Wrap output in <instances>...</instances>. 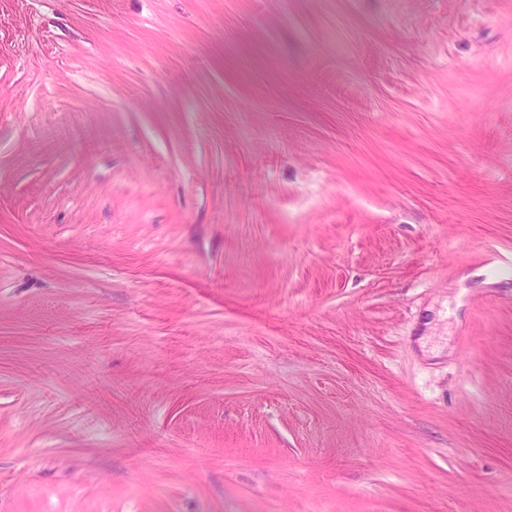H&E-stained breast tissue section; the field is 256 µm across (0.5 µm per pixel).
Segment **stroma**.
I'll list each match as a JSON object with an SVG mask.
<instances>
[{
    "mask_svg": "<svg viewBox=\"0 0 512 512\" xmlns=\"http://www.w3.org/2000/svg\"><path fill=\"white\" fill-rule=\"evenodd\" d=\"M0 512H512V0H0Z\"/></svg>",
    "mask_w": 512,
    "mask_h": 512,
    "instance_id": "stroma-1",
    "label": "stroma"
}]
</instances>
